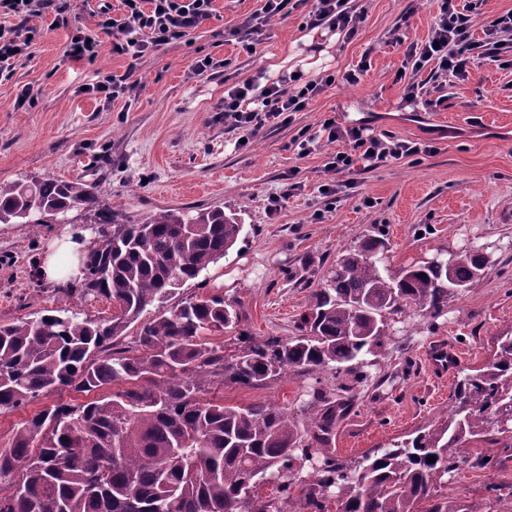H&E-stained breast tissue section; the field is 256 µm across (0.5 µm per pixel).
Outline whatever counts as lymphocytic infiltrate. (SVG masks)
Returning <instances> with one entry per match:
<instances>
[{
    "mask_svg": "<svg viewBox=\"0 0 512 512\" xmlns=\"http://www.w3.org/2000/svg\"><path fill=\"white\" fill-rule=\"evenodd\" d=\"M309 5L312 26L330 27L354 33L357 15L349 0H264L260 14L241 25L248 42L260 41L268 19L280 15L289 2ZM70 0H0V9L15 17L14 25L0 26V76L12 72L15 61L28 56L39 30L33 18L52 13L55 25H67ZM123 18L111 14L109 0L98 11L101 32L113 35V52L140 60L157 46L182 39L211 14L212 0H122ZM512 53V13L493 22L485 40H473L466 15L456 0H440L435 27L421 47H409L407 57L413 70L435 65L437 71L457 79H467L479 61L486 57L502 59ZM327 79L298 80L285 77L257 86L255 81L234 84L224 90V117L246 134H254L266 122L287 112L304 111L309 100L327 87ZM322 128L328 140L348 139L353 149L369 166L389 158L416 154L417 146L402 140L384 142L367 134L363 127L342 129L334 120H325Z\"/></svg>",
    "mask_w": 512,
    "mask_h": 512,
    "instance_id": "f902f5d3",
    "label": "lymphocytic infiltrate"
}]
</instances>
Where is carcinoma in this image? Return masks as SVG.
<instances>
[{"instance_id":"carcinoma-1","label":"carcinoma","mask_w":512,"mask_h":512,"mask_svg":"<svg viewBox=\"0 0 512 512\" xmlns=\"http://www.w3.org/2000/svg\"><path fill=\"white\" fill-rule=\"evenodd\" d=\"M73 210L93 213L104 243L86 260L82 295L117 307L103 321L43 314L0 325V410L70 387L112 394L64 402L35 414L0 451V478L19 474L0 512H460L442 494L462 464L461 446L479 439L496 459L512 450V336L458 380L448 416L351 467L330 448L336 401L313 389L299 420L266 403L224 404V384L263 386L287 373L345 374L348 393L368 378L371 357L391 336L394 317L413 310L436 319L486 267L477 252L450 254L393 270L378 238L347 251L329 287L313 292L301 335L262 343L239 338L233 354L210 337L239 321L224 296L185 301L140 321L187 282L225 258L243 224L234 213L163 210L120 222L94 187L53 178L0 185L1 224H39ZM140 322L134 348L113 340ZM435 461L430 463L428 458ZM275 476V493L259 480ZM429 502L423 511L419 506Z\"/></svg>"}]
</instances>
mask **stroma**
Returning <instances> with one entry per match:
<instances>
[{
  "label": "stroma",
  "instance_id": "1",
  "mask_svg": "<svg viewBox=\"0 0 512 512\" xmlns=\"http://www.w3.org/2000/svg\"><path fill=\"white\" fill-rule=\"evenodd\" d=\"M355 36L305 25V8L270 19L255 51L238 28L258 14L261 0H213L212 15L175 42L131 61L99 34L98 0H72L67 26L52 16L30 55L0 80V185L32 177L94 184L120 219L137 220L167 209L184 214L221 208L237 214L243 232L228 256L177 291L176 301L216 293L235 303L240 320L216 334L226 353L240 335L257 341L298 335L313 290L324 286L338 259L366 238L383 236L391 267L435 256L490 247L479 280L435 320L418 315L393 325V336L357 385L351 406L336 419L331 445L339 460H361L416 429L446 416L453 384L437 380L426 355L438 343L459 345L462 369L484 364L494 341L512 335V68L483 60L459 80L431 69L414 71L408 44L424 45L439 10L437 0H355ZM474 40H484L512 0H459ZM98 33L95 61L68 55L76 29ZM206 56L222 71L196 74ZM300 73L332 76L304 111L266 124L244 137L224 119V88L256 75L272 83ZM130 74L133 91L110 105L85 94V85L109 74ZM358 76L349 83L347 74ZM442 86L440 104L404 98L409 83ZM33 99L21 103L23 90ZM363 126L378 137L419 144L420 153L378 167L354 160L350 170L328 171L348 141H328L322 124ZM338 185L333 195L323 185ZM92 212L66 221L0 227V325L34 319L49 310L105 319L111 301L49 284L38 275L48 246L65 234L99 241ZM336 392L334 374L322 382L285 375L260 387L226 384L224 402H266L299 413L314 385ZM63 389L13 410H0V450L32 415L58 402L82 401ZM484 444L465 446L467 463L444 494L463 512H512V496L493 485H512V460L479 465Z\"/></svg>",
  "mask_w": 512,
  "mask_h": 512
}]
</instances>
